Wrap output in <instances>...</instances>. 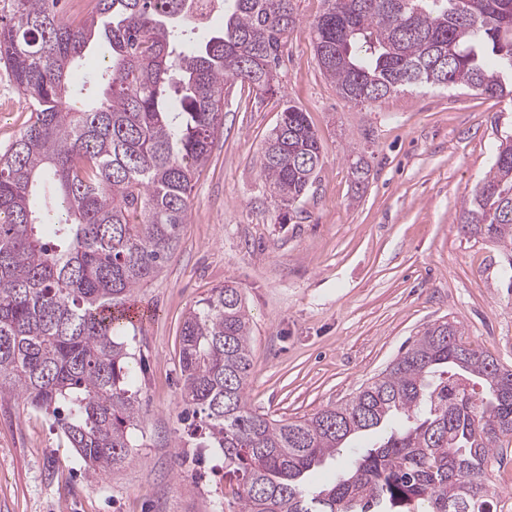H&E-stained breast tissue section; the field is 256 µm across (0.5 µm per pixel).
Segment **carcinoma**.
<instances>
[{
	"instance_id": "1",
	"label": "carcinoma",
	"mask_w": 512,
	"mask_h": 512,
	"mask_svg": "<svg viewBox=\"0 0 512 512\" xmlns=\"http://www.w3.org/2000/svg\"><path fill=\"white\" fill-rule=\"evenodd\" d=\"M59 2L10 0L0 17V66L31 112L0 155V394L52 415L96 478L128 462L140 421L119 340L126 301L187 224L224 86L271 91L299 18L295 0H231L224 27L194 41L192 0H95L77 23ZM312 29L320 69L350 102L419 87L512 95V0H325ZM96 50L88 104L70 75ZM321 160L307 113L284 108L260 160L271 195L292 208ZM461 227L512 270L511 134ZM179 363L182 417L197 447L224 453L238 512H493L486 468L512 441V368L448 321L345 403L295 421L246 403L251 325L233 285L189 311ZM342 448L347 464L311 483Z\"/></svg>"
}]
</instances>
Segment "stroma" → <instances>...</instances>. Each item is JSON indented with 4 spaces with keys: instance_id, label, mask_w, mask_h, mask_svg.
Segmentation results:
<instances>
[{
    "instance_id": "35a3bbf8",
    "label": "stroma",
    "mask_w": 512,
    "mask_h": 512,
    "mask_svg": "<svg viewBox=\"0 0 512 512\" xmlns=\"http://www.w3.org/2000/svg\"><path fill=\"white\" fill-rule=\"evenodd\" d=\"M324 0H296L273 92L234 83L195 183L181 240L131 297L123 339L142 420L132 459L90 478L50 415L0 396V512H235L224 456L197 447L180 413V332L210 289L242 294L252 328L249 406L309 417L352 398L427 326L512 366V292L501 250L462 231L467 193L512 134V100L469 89L404 90L354 104L321 72L311 24ZM323 146L313 185L285 212L261 177L265 139L287 104ZM30 118L0 67V154ZM364 159L366 178L353 164ZM496 512H512V446L488 467Z\"/></svg>"
}]
</instances>
